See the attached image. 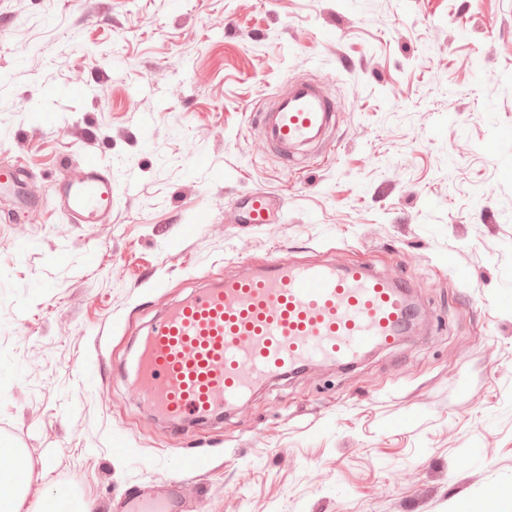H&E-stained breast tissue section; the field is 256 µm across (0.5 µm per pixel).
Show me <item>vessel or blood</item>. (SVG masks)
Masks as SVG:
<instances>
[{
	"label": "vessel or blood",
	"mask_w": 512,
	"mask_h": 512,
	"mask_svg": "<svg viewBox=\"0 0 512 512\" xmlns=\"http://www.w3.org/2000/svg\"><path fill=\"white\" fill-rule=\"evenodd\" d=\"M253 124L277 158L318 143L336 127L334 104L320 86L300 81ZM111 172L88 156L55 190L73 223L112 218ZM281 202L262 190L244 203V220L264 224ZM411 298L405 286L364 263L289 262L272 252L260 268L243 267L157 315L134 361L137 389L152 410L180 425L238 408L264 383L315 363L351 367L406 333ZM127 512H180L169 497L129 493Z\"/></svg>",
	"instance_id": "1"
}]
</instances>
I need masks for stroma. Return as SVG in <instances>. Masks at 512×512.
I'll list each match as a JSON object with an SVG mask.
<instances>
[{"instance_id": "1", "label": "stroma", "mask_w": 512, "mask_h": 512, "mask_svg": "<svg viewBox=\"0 0 512 512\" xmlns=\"http://www.w3.org/2000/svg\"><path fill=\"white\" fill-rule=\"evenodd\" d=\"M301 80L336 129L287 165L250 114ZM63 154L111 170L110 223L54 207ZM18 159L38 204L0 223V435L25 512L64 480L120 512L190 452L193 512H459L512 489V0H0ZM257 189L281 214L239 223ZM276 249L403 277L427 323L222 419L154 417L132 376L154 315Z\"/></svg>"}]
</instances>
